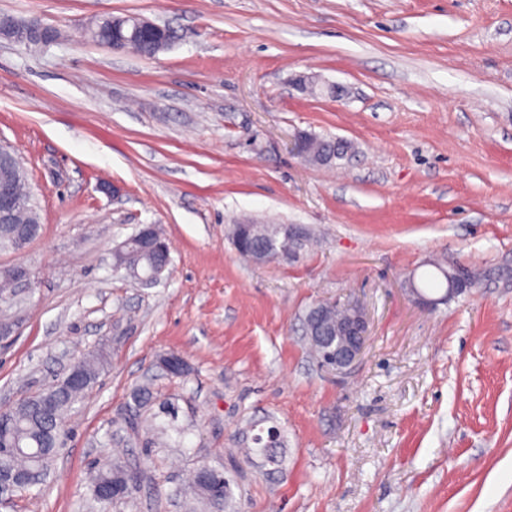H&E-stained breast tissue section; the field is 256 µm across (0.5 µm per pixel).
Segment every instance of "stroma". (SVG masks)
<instances>
[{
	"instance_id": "1",
	"label": "stroma",
	"mask_w": 512,
	"mask_h": 512,
	"mask_svg": "<svg viewBox=\"0 0 512 512\" xmlns=\"http://www.w3.org/2000/svg\"><path fill=\"white\" fill-rule=\"evenodd\" d=\"M64 37L0 39V143L42 224L0 267V407L110 359L70 410L43 486L0 512H101L95 468L139 479L122 512H212L183 478L231 481L224 512H512V0H0ZM174 29L153 57L84 35L104 15ZM346 86L311 96L297 76ZM344 140L330 168L298 134ZM293 225L297 257L236 250L242 218ZM159 225L146 285L115 251ZM476 270L444 300L441 268ZM435 286H426L428 277ZM423 287L436 307L417 303ZM358 300L369 338L336 373L308 352L314 303ZM175 353L189 373L167 375ZM155 400L125 425L135 387ZM277 427L276 462L243 449Z\"/></svg>"
}]
</instances>
